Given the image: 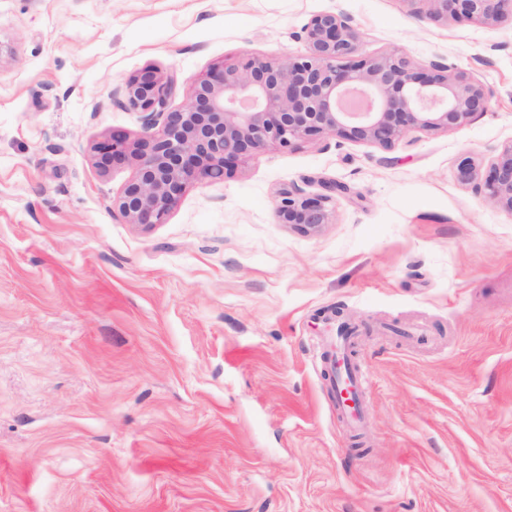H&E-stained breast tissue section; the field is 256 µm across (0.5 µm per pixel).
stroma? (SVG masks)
<instances>
[{
  "instance_id": "35a3bbf8",
  "label": "stroma",
  "mask_w": 512,
  "mask_h": 512,
  "mask_svg": "<svg viewBox=\"0 0 512 512\" xmlns=\"http://www.w3.org/2000/svg\"><path fill=\"white\" fill-rule=\"evenodd\" d=\"M360 53L447 58L494 93L391 148L318 137L190 184L166 223L91 147L144 133L146 67L180 106L213 65L305 53L316 14ZM512 143V25L406 0H0V512H512V211L457 178ZM349 187L333 223L279 191ZM342 307L363 425L332 396ZM324 192L307 194L300 186L292 184L281 190L275 208L277 223L288 224L304 232L317 231L323 224L332 223L336 204L350 190L340 183H324Z\"/></svg>"
}]
</instances>
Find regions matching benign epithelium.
Here are the masks:
<instances>
[{
    "label": "benign epithelium",
    "mask_w": 512,
    "mask_h": 512,
    "mask_svg": "<svg viewBox=\"0 0 512 512\" xmlns=\"http://www.w3.org/2000/svg\"><path fill=\"white\" fill-rule=\"evenodd\" d=\"M424 4L437 22L496 26L512 20V0H405ZM296 38L302 55L270 60L246 53L212 67L179 108L168 107L177 76L149 67L114 94L117 104L145 114V133L131 140L114 131L91 147L106 172L132 166L134 178L115 202L129 224H164L188 185L232 174L237 162L269 147L289 148L315 137H336L390 148L411 131H455L487 111L493 93L473 73L443 58L418 63L403 53L361 56L352 18L343 12L312 16ZM458 178L488 203L512 212V143L480 171L471 157ZM340 183L310 195L292 185L280 192L277 223L304 232L332 223Z\"/></svg>",
    "instance_id": "obj_1"
}]
</instances>
